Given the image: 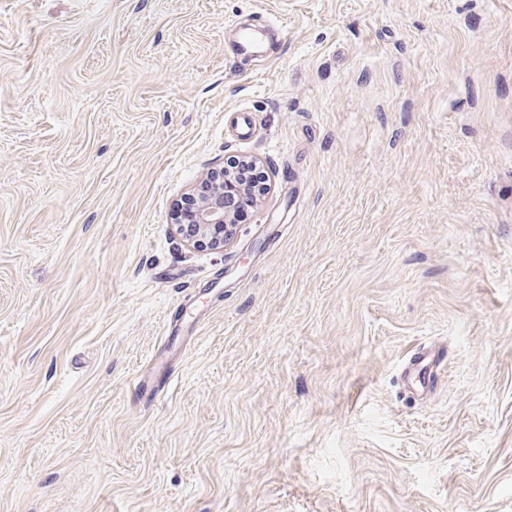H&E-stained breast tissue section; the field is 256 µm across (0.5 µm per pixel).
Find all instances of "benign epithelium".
<instances>
[{
	"label": "benign epithelium",
	"instance_id": "1",
	"mask_svg": "<svg viewBox=\"0 0 512 512\" xmlns=\"http://www.w3.org/2000/svg\"><path fill=\"white\" fill-rule=\"evenodd\" d=\"M267 191L266 184L257 188L241 182L226 165L223 174H210L200 181L194 189L197 196L192 208L175 209L173 221L176 232L189 247L205 245L223 249L231 244L235 229L232 213L224 207V199L238 197L256 205Z\"/></svg>",
	"mask_w": 512,
	"mask_h": 512
}]
</instances>
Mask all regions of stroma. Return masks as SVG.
<instances>
[{"label":"stroma","instance_id":"obj_1","mask_svg":"<svg viewBox=\"0 0 512 512\" xmlns=\"http://www.w3.org/2000/svg\"><path fill=\"white\" fill-rule=\"evenodd\" d=\"M0 512H512V0H0ZM270 26L258 23L254 27L245 26L237 33V52L254 63L264 62L272 55L267 45V32ZM234 159L224 165L223 175H208L193 190L198 193L194 198L195 205L191 209L184 207L175 209L173 223L176 232L181 235L187 246L192 248L210 247L211 249H223L229 246L233 240L234 229L237 223L244 220L248 209L252 206L248 203H235V219L227 207H224V197L248 200L252 205L258 204L268 191L265 183L260 188L251 187L242 183L229 170V165L234 164ZM228 169V170H227ZM447 350H436L425 346L417 347L408 357L404 374L406 391L410 394L428 393L437 387L442 379Z\"/></svg>","mask_w":512,"mask_h":512}]
</instances>
